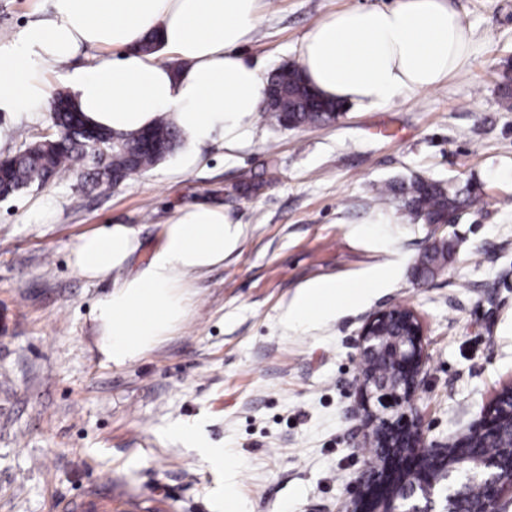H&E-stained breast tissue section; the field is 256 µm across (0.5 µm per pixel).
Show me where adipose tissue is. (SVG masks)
Here are the masks:
<instances>
[{
    "label": "adipose tissue",
    "mask_w": 512,
    "mask_h": 512,
    "mask_svg": "<svg viewBox=\"0 0 512 512\" xmlns=\"http://www.w3.org/2000/svg\"><path fill=\"white\" fill-rule=\"evenodd\" d=\"M44 18L0 46V112H36L47 99L41 72L84 50L95 62L67 72L74 102L91 127L135 133L169 116L193 146L182 168L199 161L197 146L248 132L268 93L261 68L243 57L262 20V0H49ZM157 35L160 49L140 52ZM472 34L450 0H395L360 7L317 22L297 54L307 82L326 99L373 106L445 83L469 57ZM121 50L118 58L105 49ZM171 55L183 63L172 68ZM236 236L223 207L189 204L165 224L163 241L135 274L116 282L93 310L98 347L122 364L173 333L188 314L184 278L218 265ZM140 248L123 224L79 236L74 270L90 280L124 268ZM337 286L318 281L288 306L287 324L313 319L315 307L335 299Z\"/></svg>",
    "instance_id": "obj_1"
}]
</instances>
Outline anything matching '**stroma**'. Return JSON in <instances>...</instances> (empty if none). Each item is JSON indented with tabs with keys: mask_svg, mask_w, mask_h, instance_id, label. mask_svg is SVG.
Here are the masks:
<instances>
[{
	"mask_svg": "<svg viewBox=\"0 0 512 512\" xmlns=\"http://www.w3.org/2000/svg\"><path fill=\"white\" fill-rule=\"evenodd\" d=\"M244 56L265 73L297 63L320 19L386 0H266ZM473 35L468 63L443 86L330 124L284 128L256 117L182 170L179 155L115 187L71 172L0 201V512H63L113 490L169 512H342L365 466L361 331L376 312L409 307L424 330V382L414 396L426 442L448 443L512 386V108L497 81L512 71V0H453ZM47 0H0V42L41 17ZM49 110L0 112V156L51 127ZM267 174L243 190L246 173ZM424 177L469 186L477 204L453 226L419 224L370 205L373 185ZM223 206L236 232L223 263L187 278L189 312L137 359L107 362L92 310L111 280L71 269L78 236L134 229L128 270L187 204ZM448 241L447 266L415 275L420 253ZM380 273L366 296L288 328L303 288L349 286ZM181 426L198 438L172 436Z\"/></svg>",
	"mask_w": 512,
	"mask_h": 512,
	"instance_id": "35a3bbf8",
	"label": "stroma"
}]
</instances>
